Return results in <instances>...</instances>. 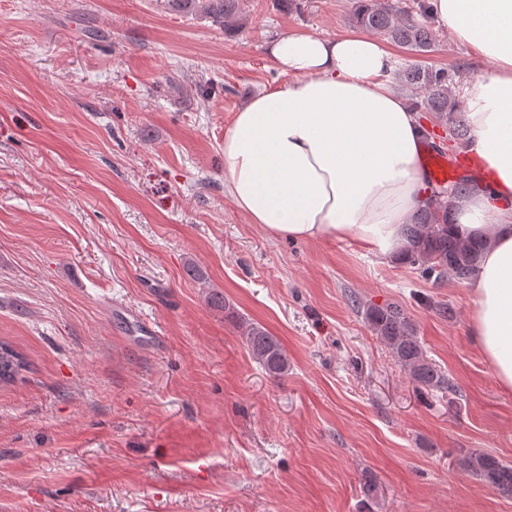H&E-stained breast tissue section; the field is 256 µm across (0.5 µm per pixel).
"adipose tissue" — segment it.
I'll list each match as a JSON object with an SVG mask.
<instances>
[{"label": "adipose tissue", "mask_w": 512, "mask_h": 512, "mask_svg": "<svg viewBox=\"0 0 512 512\" xmlns=\"http://www.w3.org/2000/svg\"><path fill=\"white\" fill-rule=\"evenodd\" d=\"M432 19L491 61L462 97L491 172L454 201L462 233L491 237L471 285L472 336L512 388V0H428ZM267 53L287 84L258 92L224 133V185L273 240L350 241L388 258L430 196L423 124L392 86L395 55L364 35L284 32Z\"/></svg>", "instance_id": "adipose-tissue-1"}]
</instances>
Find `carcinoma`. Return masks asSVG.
I'll use <instances>...</instances> for the list:
<instances>
[{"label":"carcinoma","instance_id":"carcinoma-1","mask_svg":"<svg viewBox=\"0 0 512 512\" xmlns=\"http://www.w3.org/2000/svg\"><path fill=\"white\" fill-rule=\"evenodd\" d=\"M177 13H202L215 25L235 29L240 22V0H166ZM427 0H368L358 6L352 22L405 49L414 61L393 73V79L410 91L414 104L434 114L437 122L448 126L458 147L469 146L468 129L460 102L450 99L451 74L422 64L418 57L434 48L428 21ZM406 246L400 261L418 267L429 279L451 277L459 283L476 275L489 236L471 238L453 228L452 204L444 192L436 195L431 207L418 209L408 218L404 230ZM363 316L371 330L389 348L392 356L409 372L416 387L448 393L455 400L456 390L449 378L425 359L416 329L396 304L368 306ZM242 336L252 357L266 372L280 376L288 371V357L279 340L257 323L240 322ZM26 368L23 355L10 343L0 341V384L14 382ZM460 465L479 477L489 488L512 497V463L472 450L463 455Z\"/></svg>","mask_w":512,"mask_h":512}]
</instances>
